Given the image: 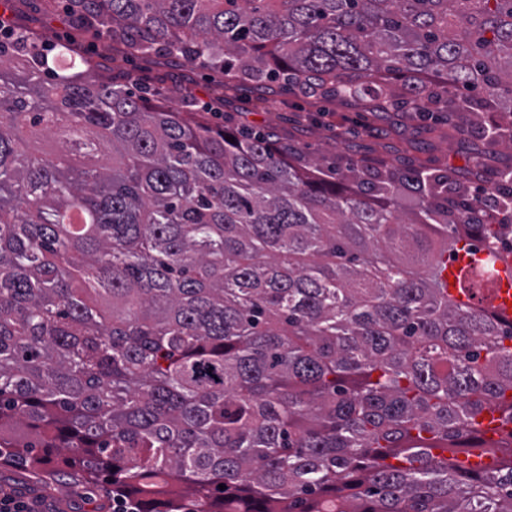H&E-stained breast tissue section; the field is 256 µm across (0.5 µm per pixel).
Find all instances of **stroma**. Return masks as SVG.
<instances>
[{"label":"stroma","instance_id":"stroma-1","mask_svg":"<svg viewBox=\"0 0 512 512\" xmlns=\"http://www.w3.org/2000/svg\"><path fill=\"white\" fill-rule=\"evenodd\" d=\"M16 21L29 27L38 44L56 43L69 33L67 19L49 10L45 0H27ZM80 56L92 58L100 68L112 71L115 81L129 76L146 78V87L159 103L176 109L184 95L208 90V103L224 114L223 123L246 132H263L301 147L325 166L343 167L365 161L390 165H414L448 171L469 180L471 190H479L496 179L498 168L512 153L506 149L487 151V164L481 173L468 176L479 143L469 126L449 122L440 113L431 123L406 112L382 114L373 111L369 99L341 102L323 98L305 99L281 90L260 96L248 91L223 88L205 70L153 65L140 60L110 63L101 49L85 43ZM344 119L352 133L347 140H336L331 124ZM0 485L27 496H43L49 512H112V502L92 485L63 484L47 476H36L18 467H0Z\"/></svg>","mask_w":512,"mask_h":512}]
</instances>
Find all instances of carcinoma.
Masks as SVG:
<instances>
[{"instance_id":"obj_1","label":"carcinoma","mask_w":512,"mask_h":512,"mask_svg":"<svg viewBox=\"0 0 512 512\" xmlns=\"http://www.w3.org/2000/svg\"><path fill=\"white\" fill-rule=\"evenodd\" d=\"M62 10L106 52L256 89L426 117L442 97L473 111L481 87L477 137L512 147L489 116L512 114V0ZM59 48L0 41V466L78 458L139 512H512V321L483 306V267L469 304L441 279L459 243L512 234L483 219L512 210V183L479 205L424 167L325 170ZM473 448L493 465L465 467Z\"/></svg>"}]
</instances>
